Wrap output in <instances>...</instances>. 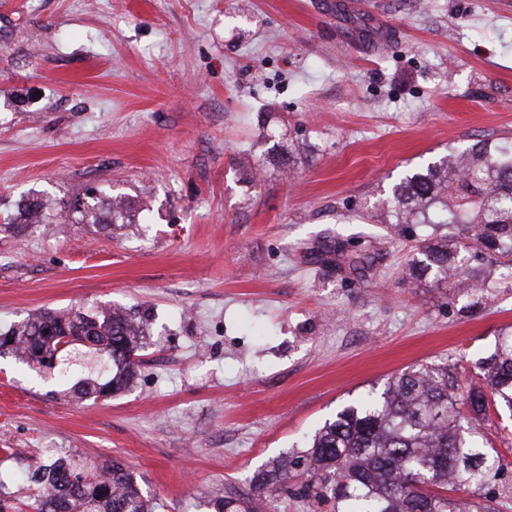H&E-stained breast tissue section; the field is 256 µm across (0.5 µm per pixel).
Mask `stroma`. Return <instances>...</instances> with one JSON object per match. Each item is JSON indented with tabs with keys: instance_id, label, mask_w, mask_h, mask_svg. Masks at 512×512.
Instances as JSON below:
<instances>
[{
	"instance_id": "1",
	"label": "stroma",
	"mask_w": 512,
	"mask_h": 512,
	"mask_svg": "<svg viewBox=\"0 0 512 512\" xmlns=\"http://www.w3.org/2000/svg\"><path fill=\"white\" fill-rule=\"evenodd\" d=\"M507 136L512 0H0V332L80 306L147 323L106 400L0 356V499L31 512L49 458L115 457L154 512H212L407 366L478 382L512 266L474 297L418 281L436 228L380 206ZM90 187L130 202L123 227L62 216ZM32 194L52 234L4 224ZM340 244L374 264L342 272ZM483 428L502 478L452 496L512 512V417Z\"/></svg>"
}]
</instances>
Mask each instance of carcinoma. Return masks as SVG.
<instances>
[{
    "mask_svg": "<svg viewBox=\"0 0 512 512\" xmlns=\"http://www.w3.org/2000/svg\"><path fill=\"white\" fill-rule=\"evenodd\" d=\"M47 204L32 198L19 207L17 228L45 221ZM81 224H114L127 207L94 190L75 205ZM387 212L395 224L465 225L466 241L423 240L409 270L440 288H478L493 278L486 257L512 262V140L480 141L450 162L444 156L394 185ZM143 322L117 308H70L35 314L0 333V349L41 371L48 357L60 358L58 375L83 370L77 355L86 349L112 366L104 382L79 379L71 397H110L133 382L134 352ZM475 367L486 387H465L451 365L441 361L404 368L380 389L372 388L336 412L305 450L257 476V496H227L215 512H258L256 497L302 477L299 493L331 512H465L448 496L450 488L478 490L496 481L501 458L481 428L490 410L512 412V333L498 340ZM468 405L465 418L460 405ZM38 485L33 512H152L135 476L114 459L90 477L62 458L31 476Z\"/></svg>",
    "mask_w": 512,
    "mask_h": 512,
    "instance_id": "carcinoma-1",
    "label": "carcinoma"
}]
</instances>
